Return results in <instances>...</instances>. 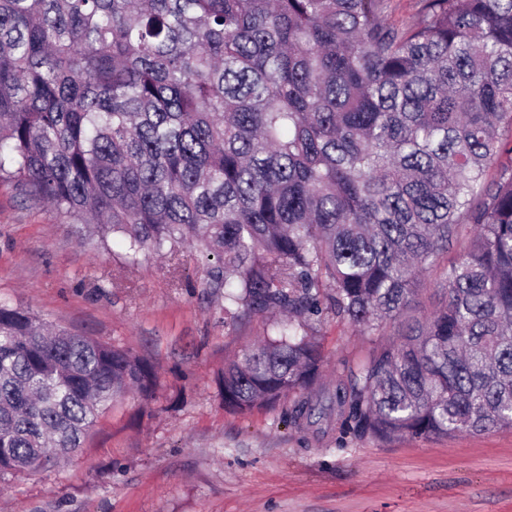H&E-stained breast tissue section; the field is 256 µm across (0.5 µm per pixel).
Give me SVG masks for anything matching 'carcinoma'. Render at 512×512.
<instances>
[{"label":"carcinoma","mask_w":512,"mask_h":512,"mask_svg":"<svg viewBox=\"0 0 512 512\" xmlns=\"http://www.w3.org/2000/svg\"><path fill=\"white\" fill-rule=\"evenodd\" d=\"M419 3L402 27L388 0H0V180L132 262L195 246L227 319L283 315L225 363L227 408L292 393L289 425L334 414L342 438L512 431V0ZM325 313L394 332L317 408ZM155 386L0 301V481Z\"/></svg>","instance_id":"cac0c4a2"}]
</instances>
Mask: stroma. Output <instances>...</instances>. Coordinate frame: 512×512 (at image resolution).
I'll use <instances>...</instances> for the list:
<instances>
[{"label":"stroma","instance_id":"stroma-1","mask_svg":"<svg viewBox=\"0 0 512 512\" xmlns=\"http://www.w3.org/2000/svg\"><path fill=\"white\" fill-rule=\"evenodd\" d=\"M186 247L124 259L0 180V299L148 359L154 396L130 393L60 466L0 485V512H512V431L438 439L299 431L293 405H224L226 360L258 344L264 319L232 324ZM323 383L381 341L334 316L316 326Z\"/></svg>","mask_w":512,"mask_h":512}]
</instances>
